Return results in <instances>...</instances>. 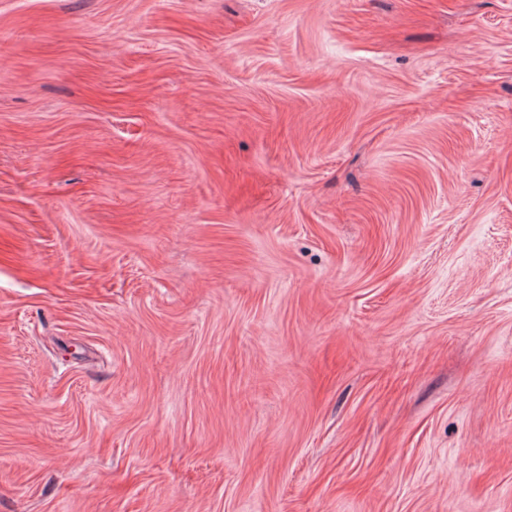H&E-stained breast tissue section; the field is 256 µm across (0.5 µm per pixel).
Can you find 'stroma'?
<instances>
[{
  "instance_id": "obj_1",
  "label": "stroma",
  "mask_w": 512,
  "mask_h": 512,
  "mask_svg": "<svg viewBox=\"0 0 512 512\" xmlns=\"http://www.w3.org/2000/svg\"><path fill=\"white\" fill-rule=\"evenodd\" d=\"M0 512H512V0H0Z\"/></svg>"
}]
</instances>
